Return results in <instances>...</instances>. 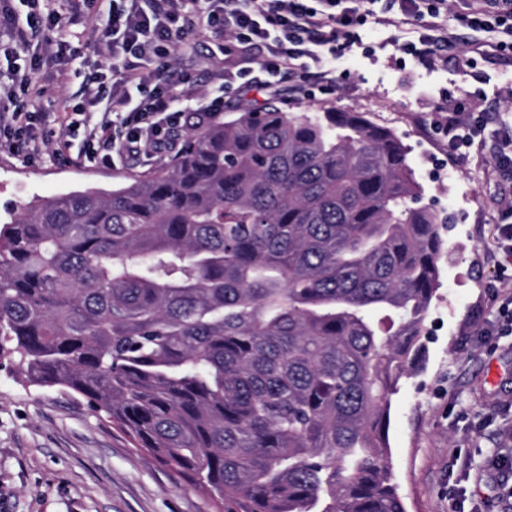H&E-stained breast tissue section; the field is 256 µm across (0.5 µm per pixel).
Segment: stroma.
I'll use <instances>...</instances> for the list:
<instances>
[{
	"mask_svg": "<svg viewBox=\"0 0 512 512\" xmlns=\"http://www.w3.org/2000/svg\"><path fill=\"white\" fill-rule=\"evenodd\" d=\"M451 0L440 22L456 49L422 62L403 50L423 22L371 25L363 43L336 61L327 88L289 102L288 111L360 112L392 130L409 149L426 203L448 215L439 256L441 288L426 322L424 356L392 398L390 461L407 512H512V335L490 336L512 300V262L493 243L512 181L496 172L493 141L450 151L433 125L436 107L460 101L488 129L512 114V53L494 50L498 34L458 27ZM491 48L473 66L460 62L469 44ZM38 74L43 108L79 96L89 68L56 81ZM145 157L81 164L66 157L28 161L0 147V210L89 188L109 190L156 168ZM0 512H213L198 490L156 463L85 399L57 387L23 383L0 364Z\"/></svg>",
	"mask_w": 512,
	"mask_h": 512,
	"instance_id": "obj_1",
	"label": "stroma"
}]
</instances>
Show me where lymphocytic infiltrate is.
I'll return each mask as SVG.
<instances>
[{
	"mask_svg": "<svg viewBox=\"0 0 512 512\" xmlns=\"http://www.w3.org/2000/svg\"><path fill=\"white\" fill-rule=\"evenodd\" d=\"M72 22L87 34H101L107 61L98 63L95 84L80 106L86 128L80 159L112 161L126 156L157 158L169 152L171 136L182 127L184 112L174 85L162 82L172 66L174 39L186 32H231V42L217 45L224 56L261 49L253 83L269 89L289 81L309 96L323 88L325 53L337 41L361 42L366 24L380 23L376 0H68ZM25 24H17L12 0H0V51L20 58L0 79V144L24 147L31 159L60 157L71 148L76 124L66 112L30 110L42 89L37 73L42 61L74 63L82 54L70 40L47 0H27ZM463 22L472 30L495 29L497 50L512 51V0H472ZM435 127L450 149L481 143L482 120L438 108Z\"/></svg>",
	"mask_w": 512,
	"mask_h": 512,
	"instance_id": "lymphocytic-infiltrate-1",
	"label": "lymphocytic infiltrate"
}]
</instances>
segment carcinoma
Instances as JSON below:
<instances>
[{"mask_svg": "<svg viewBox=\"0 0 512 512\" xmlns=\"http://www.w3.org/2000/svg\"><path fill=\"white\" fill-rule=\"evenodd\" d=\"M392 131L268 103L111 191L0 223V361L104 413L217 512H406L392 395L442 219Z\"/></svg>", "mask_w": 512, "mask_h": 512, "instance_id": "1", "label": "carcinoma"}]
</instances>
